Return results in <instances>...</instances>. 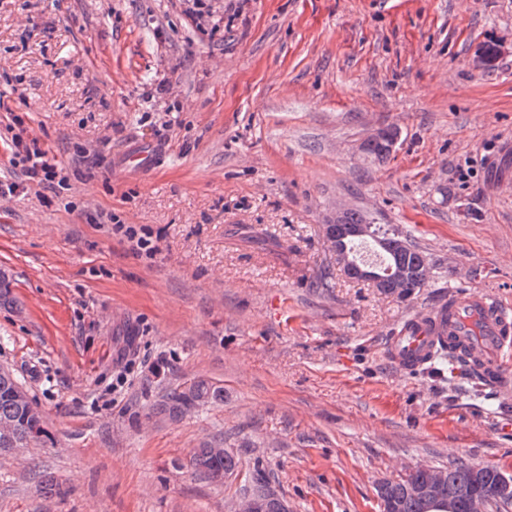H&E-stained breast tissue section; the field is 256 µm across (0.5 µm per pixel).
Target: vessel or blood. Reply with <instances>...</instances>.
Instances as JSON below:
<instances>
[{
	"label": "vessel or blood",
	"instance_id": "1",
	"mask_svg": "<svg viewBox=\"0 0 512 512\" xmlns=\"http://www.w3.org/2000/svg\"><path fill=\"white\" fill-rule=\"evenodd\" d=\"M450 337L488 384L512 382L506 365L512 356V312L483 293L451 292L436 310L406 321L391 337L389 352L398 366L412 372L433 361L441 340Z\"/></svg>",
	"mask_w": 512,
	"mask_h": 512
}]
</instances>
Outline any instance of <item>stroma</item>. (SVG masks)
I'll return each mask as SVG.
<instances>
[{
    "label": "stroma",
    "mask_w": 512,
    "mask_h": 512,
    "mask_svg": "<svg viewBox=\"0 0 512 512\" xmlns=\"http://www.w3.org/2000/svg\"><path fill=\"white\" fill-rule=\"evenodd\" d=\"M205 2L192 26L187 0H0V174L22 119L75 204L0 196V364L50 435L0 461V512H233L259 467L291 512H379L420 461L512 473V390L387 357L449 291L512 308V0ZM388 127V159L364 154ZM339 207L417 243L427 285L338 271ZM198 379L223 401L153 414ZM217 436L239 459L221 483L187 467ZM99 223L102 224H113L112 233L120 234L128 243H131L132 250L140 254L141 252H153L154 247L151 246V240L146 237V234L139 233L135 226L130 224H122L120 219L109 212H103L99 215Z\"/></svg>",
    "instance_id": "1"
}]
</instances>
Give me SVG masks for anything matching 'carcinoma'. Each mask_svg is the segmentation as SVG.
<instances>
[{
    "instance_id": "carcinoma-1",
    "label": "carcinoma",
    "mask_w": 512,
    "mask_h": 512,
    "mask_svg": "<svg viewBox=\"0 0 512 512\" xmlns=\"http://www.w3.org/2000/svg\"><path fill=\"white\" fill-rule=\"evenodd\" d=\"M367 155L383 161L388 158L385 142L377 138H369L363 143ZM370 224V220L362 213L350 210L345 213L342 229L345 235L344 242L350 250L358 265L373 266L379 270L389 267H407L411 270L424 265L427 260L425 252L407 239L398 235L395 230L386 224H371L370 235L357 238L352 235L353 227L357 224ZM424 284L410 277L405 281L393 284L380 282L377 284L382 292L393 295L399 299H406L416 293ZM18 389V380L10 372L0 374V421L14 420L18 424L16 442L26 448L32 442H38L47 436L44 420L29 413L27 407L33 404L29 400L25 403L17 401L14 392ZM224 398V389L200 379L183 391L170 392L160 400L155 407L159 414H166L171 418L181 416L185 409L191 405H206ZM239 461L230 453L222 459H215L210 455L207 443L193 449L189 458V467L195 476L213 480L216 477L232 475L238 469ZM475 464L457 458L448 462L445 493L455 504V512H467V502L464 492L477 489L492 498L490 512H504V503L494 499V490L498 485L500 475L504 473L497 465L486 464L482 466V479L475 483L473 476ZM418 475H400L393 480H385L378 485L377 496L386 499L392 505L391 512H426L420 501L409 495L405 487L410 481H418Z\"/></svg>"
}]
</instances>
